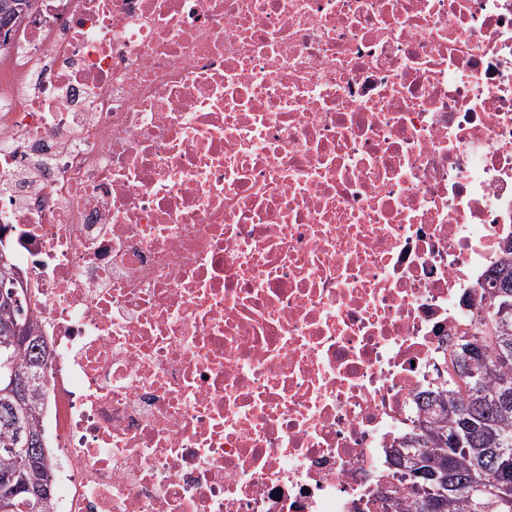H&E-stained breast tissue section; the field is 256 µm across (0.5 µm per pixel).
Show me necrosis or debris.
<instances>
[{"label":"necrosis or debris","instance_id":"obj_1","mask_svg":"<svg viewBox=\"0 0 512 512\" xmlns=\"http://www.w3.org/2000/svg\"><path fill=\"white\" fill-rule=\"evenodd\" d=\"M0 233L55 512H382L512 234V0H35Z\"/></svg>","mask_w":512,"mask_h":512}]
</instances>
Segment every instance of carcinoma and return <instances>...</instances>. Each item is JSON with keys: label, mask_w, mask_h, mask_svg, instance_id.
<instances>
[{"label": "carcinoma", "mask_w": 512, "mask_h": 512, "mask_svg": "<svg viewBox=\"0 0 512 512\" xmlns=\"http://www.w3.org/2000/svg\"><path fill=\"white\" fill-rule=\"evenodd\" d=\"M473 329L458 338L461 347L478 344L481 350L465 355L455 350L450 358L452 373L446 375L448 397L427 398V419L418 421L420 432L401 446L404 456L394 465L404 469L412 481V500L405 512H428L426 501L432 485L413 476L411 460L417 457L448 467L453 488L444 489L443 512H512V489L497 484V454L504 449L512 456V401L505 404L501 392L512 391V250L492 268L484 289ZM29 346L23 340L0 341V402L9 377L30 372ZM42 406L18 410L16 423L0 421V473L18 471V480L40 488L32 512H53L55 482L53 462L22 465V449L16 444V427L32 433L43 430ZM474 481L487 492L469 493Z\"/></svg>", "instance_id": "1"}]
</instances>
